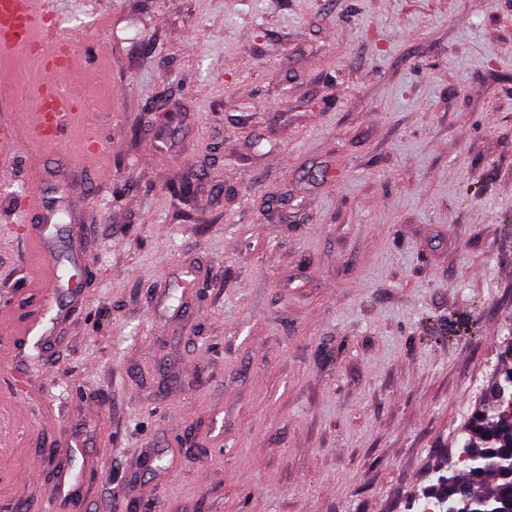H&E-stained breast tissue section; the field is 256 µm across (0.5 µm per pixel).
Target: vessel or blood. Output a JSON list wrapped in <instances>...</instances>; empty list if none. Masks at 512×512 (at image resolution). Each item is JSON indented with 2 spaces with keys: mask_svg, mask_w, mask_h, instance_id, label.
<instances>
[{
  "mask_svg": "<svg viewBox=\"0 0 512 512\" xmlns=\"http://www.w3.org/2000/svg\"><path fill=\"white\" fill-rule=\"evenodd\" d=\"M22 50L39 62L45 78L36 89L35 120L27 138L18 131L5 112L7 102L0 99V170L12 169L23 142L40 147L53 143L68 121L78 115L81 91L78 86L57 81V74L71 70L72 48L68 38L56 27L52 0H0V54ZM80 491L77 483L62 478L51 491L48 512H62Z\"/></svg>",
  "mask_w": 512,
  "mask_h": 512,
  "instance_id": "obj_1",
  "label": "vessel or blood"
}]
</instances>
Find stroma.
I'll return each mask as SVG.
<instances>
[{
	"mask_svg": "<svg viewBox=\"0 0 512 512\" xmlns=\"http://www.w3.org/2000/svg\"><path fill=\"white\" fill-rule=\"evenodd\" d=\"M53 2L89 117L0 172V512H412L512 342V0ZM52 317L48 312H35L29 319L25 334L29 341L37 344L51 330ZM80 491L79 484L70 480L67 474L64 475L62 480L56 485L55 489L51 491L47 501V509L49 512H59L64 509V506Z\"/></svg>",
	"mask_w": 512,
	"mask_h": 512,
	"instance_id": "stroma-1",
	"label": "stroma"
}]
</instances>
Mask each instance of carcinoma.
Returning a JSON list of instances; mask_svg holds the SVG:
<instances>
[{"label": "carcinoma", "instance_id": "1", "mask_svg": "<svg viewBox=\"0 0 512 512\" xmlns=\"http://www.w3.org/2000/svg\"><path fill=\"white\" fill-rule=\"evenodd\" d=\"M464 450L476 458L440 483L431 497L470 512H512V415L475 411L465 431Z\"/></svg>", "mask_w": 512, "mask_h": 512}]
</instances>
